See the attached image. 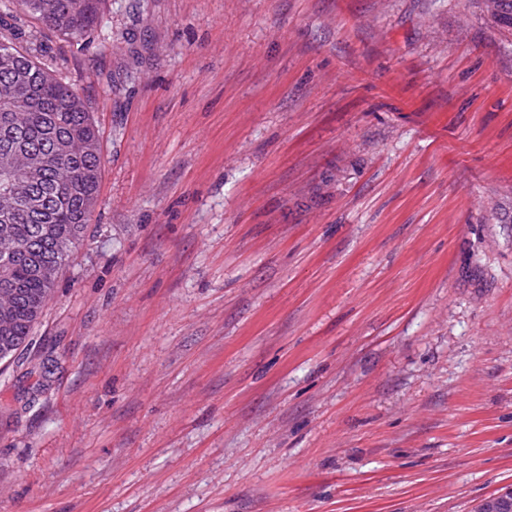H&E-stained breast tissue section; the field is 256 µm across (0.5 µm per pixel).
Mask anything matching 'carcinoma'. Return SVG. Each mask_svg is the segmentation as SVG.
I'll return each instance as SVG.
<instances>
[{"mask_svg":"<svg viewBox=\"0 0 512 512\" xmlns=\"http://www.w3.org/2000/svg\"><path fill=\"white\" fill-rule=\"evenodd\" d=\"M512 31V0H489ZM101 0H18L57 35L93 33ZM102 177L99 131L84 96L14 38H0V362L27 346L59 272L83 240Z\"/></svg>","mask_w":512,"mask_h":512,"instance_id":"1","label":"carcinoma"}]
</instances>
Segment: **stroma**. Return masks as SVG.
Returning a JSON list of instances; mask_svg holds the SVG:
<instances>
[{
    "mask_svg": "<svg viewBox=\"0 0 512 512\" xmlns=\"http://www.w3.org/2000/svg\"><path fill=\"white\" fill-rule=\"evenodd\" d=\"M16 33L102 179L0 363V512H475L512 488V33L486 0H103ZM17 3L57 35L74 41L90 36L100 19L101 0H18Z\"/></svg>",
    "mask_w": 512,
    "mask_h": 512,
    "instance_id": "1",
    "label": "stroma"
}]
</instances>
